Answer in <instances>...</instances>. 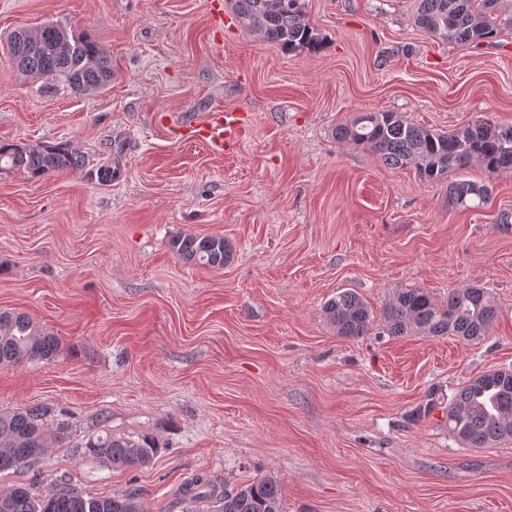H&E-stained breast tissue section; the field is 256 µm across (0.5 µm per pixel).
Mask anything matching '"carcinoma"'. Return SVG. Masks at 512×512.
Returning a JSON list of instances; mask_svg holds the SVG:
<instances>
[{"label": "carcinoma", "instance_id": "1", "mask_svg": "<svg viewBox=\"0 0 512 512\" xmlns=\"http://www.w3.org/2000/svg\"><path fill=\"white\" fill-rule=\"evenodd\" d=\"M255 37L292 53H317L323 41L305 20L304 0H230ZM414 23L428 34L456 44L497 37L512 27L503 0H415ZM42 47L13 60L16 69L33 78L61 82L75 92L96 91L112 82V62L101 42L89 32L54 23L35 29ZM336 139L363 145L387 165H412L420 177L441 183L448 173L474 161L490 174L512 169V124L498 126L477 120L445 133L406 122L396 112H366L336 127ZM78 152L61 145L31 149L0 143V171L21 170L32 177L59 174L81 166ZM492 188L468 180L448 182V206L468 210L484 205ZM175 254L204 266L222 268L232 248L220 235L184 233L170 240ZM336 335L359 339L372 334L376 317L358 294L342 291L324 306ZM500 307L484 287L453 288L439 303L420 288L398 292L383 309L382 333L389 336H455L465 343L486 338L499 318ZM55 336L40 332L21 313L0 311V364L50 361L57 352ZM39 406L0 412V472L29 467L47 450ZM448 430L462 444L481 448L512 439V370L495 369L470 379L448 405ZM156 435L116 434L106 427L87 440L81 454L112 469L150 465L161 453ZM183 501L207 502L212 512H283L281 486L265 477L215 494L210 481L195 477L183 489ZM0 512H145L134 492L108 497L85 496L62 484L37 495L30 485L0 491Z\"/></svg>", "mask_w": 512, "mask_h": 512}]
</instances>
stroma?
I'll use <instances>...</instances> for the list:
<instances>
[{"instance_id": "1", "label": "stroma", "mask_w": 512, "mask_h": 512, "mask_svg": "<svg viewBox=\"0 0 512 512\" xmlns=\"http://www.w3.org/2000/svg\"><path fill=\"white\" fill-rule=\"evenodd\" d=\"M414 0H305L324 45L285 53L232 7L206 0H0V142L66 144L63 173L0 172V311L57 337L53 361L0 365V412L49 410L34 469L0 490L65 480L92 496L136 491L184 512L197 475L217 492L271 476L286 512H512V440L470 448L448 404L471 378L512 367V171L480 163L486 207L451 209L446 187L338 142L361 112L451 131L512 124V28L448 43L416 27ZM53 22L94 34L112 82L78 94L21 76L4 43ZM389 52L380 64V52ZM238 108L235 151L170 138L164 114ZM179 233L221 235L223 268L186 261ZM492 291L481 343L453 336L342 338L323 306L351 290L374 312L401 289L437 302ZM165 448L137 470L79 456L103 426Z\"/></svg>"}]
</instances>
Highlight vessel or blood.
<instances>
[{"mask_svg": "<svg viewBox=\"0 0 512 512\" xmlns=\"http://www.w3.org/2000/svg\"><path fill=\"white\" fill-rule=\"evenodd\" d=\"M161 121L175 138L200 140L211 149L224 152L239 144L246 115L238 109H216L197 116L165 115Z\"/></svg>", "mask_w": 512, "mask_h": 512, "instance_id": "obj_1", "label": "vessel or blood"}]
</instances>
